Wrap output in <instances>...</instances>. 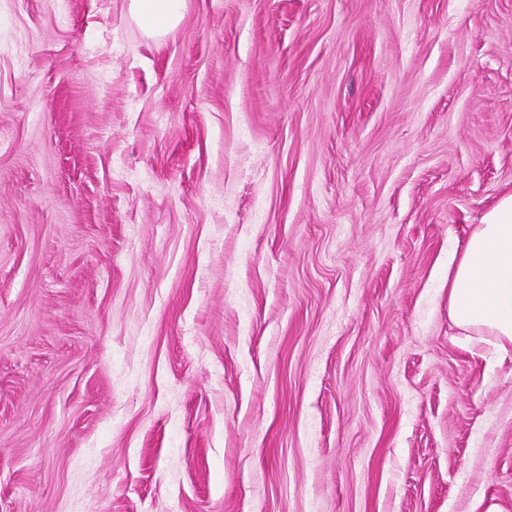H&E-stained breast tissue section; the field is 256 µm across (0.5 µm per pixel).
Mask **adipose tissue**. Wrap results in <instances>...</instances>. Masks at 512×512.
<instances>
[{
    "mask_svg": "<svg viewBox=\"0 0 512 512\" xmlns=\"http://www.w3.org/2000/svg\"><path fill=\"white\" fill-rule=\"evenodd\" d=\"M185 0H129L131 15L148 36L175 27ZM448 311L456 326L512 346V194L483 217L460 254L448 259Z\"/></svg>",
    "mask_w": 512,
    "mask_h": 512,
    "instance_id": "obj_1",
    "label": "adipose tissue"
}]
</instances>
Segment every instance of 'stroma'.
Wrapping results in <instances>:
<instances>
[{
  "mask_svg": "<svg viewBox=\"0 0 512 512\" xmlns=\"http://www.w3.org/2000/svg\"><path fill=\"white\" fill-rule=\"evenodd\" d=\"M512 0H0V512H512ZM184 3L185 0H130L128 7L148 36L160 38L179 23ZM448 311L459 328L494 336L500 349L512 346V194L448 258Z\"/></svg>",
  "mask_w": 512,
  "mask_h": 512,
  "instance_id": "obj_1",
  "label": "stroma"
}]
</instances>
